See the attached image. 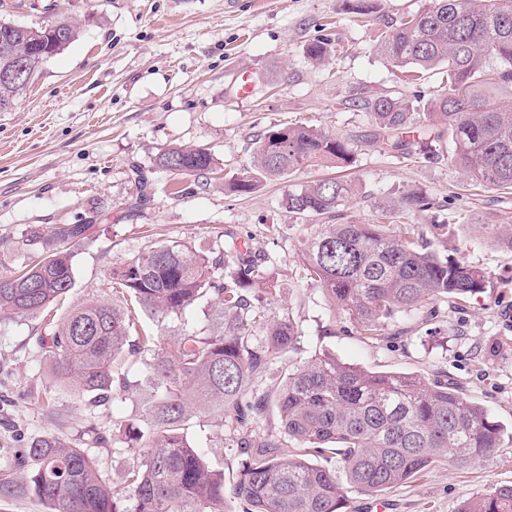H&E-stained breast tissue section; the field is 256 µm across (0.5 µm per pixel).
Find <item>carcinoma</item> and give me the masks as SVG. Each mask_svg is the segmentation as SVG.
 Returning a JSON list of instances; mask_svg holds the SVG:
<instances>
[{
  "mask_svg": "<svg viewBox=\"0 0 512 512\" xmlns=\"http://www.w3.org/2000/svg\"><path fill=\"white\" fill-rule=\"evenodd\" d=\"M80 33V22L64 18L38 26L0 19V47L8 49L0 72H20L0 76V112L12 111L43 64ZM331 50L321 37L307 44L305 56L319 64ZM379 52L407 72L446 67L448 92L431 100L422 125L448 130L454 162L476 183L512 189V0H431L399 22ZM417 99L361 98L377 125L373 148L401 153L398 134L410 129ZM283 130V141L277 130L260 136L232 189L250 193L266 179L351 159L345 138L302 123ZM212 165L202 146H172L157 158L159 168L186 176ZM352 194L346 180H320L288 194L287 207L331 217ZM431 207L427 195L408 191L393 210L414 215ZM87 228L57 227L59 248L21 274L0 270L1 317L43 313L73 290L67 244ZM302 256L306 278L370 335L433 299L462 301L486 282L482 270L413 236L392 235L383 224H322ZM112 289L115 301L68 311L35 343L90 403L140 394L138 412L112 417V441L129 449L133 463L125 486L114 490L87 449L55 436L29 442L23 453L35 464L30 487L51 512H224L228 497L242 512H350L351 492L377 494L442 460L471 464L503 446V425L455 385L370 371L329 353L289 369L275 394L264 391L275 360L297 350L300 339L290 317L265 313L264 302L283 292L269 260L245 259L238 249L211 259L169 241L113 270ZM132 303L156 319V330L142 328ZM202 303L211 316L188 318ZM128 354L141 356L144 366L133 384L119 372ZM272 408L274 426L262 435L249 430ZM201 417L233 432L242 448L228 488L210 449L188 438L190 422ZM287 442L302 453L281 454ZM459 512H512V485L465 502Z\"/></svg>",
  "mask_w": 512,
  "mask_h": 512,
  "instance_id": "cac0c4a2",
  "label": "carcinoma"
}]
</instances>
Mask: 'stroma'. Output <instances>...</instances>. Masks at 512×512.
<instances>
[{"instance_id": "stroma-1", "label": "stroma", "mask_w": 512, "mask_h": 512, "mask_svg": "<svg viewBox=\"0 0 512 512\" xmlns=\"http://www.w3.org/2000/svg\"><path fill=\"white\" fill-rule=\"evenodd\" d=\"M0 0V17L41 23L45 4L82 21L79 38L48 59L13 111L0 112V266L35 264L55 246L52 232L84 224L69 243L75 286L51 312L0 318V512H49L32 493L18 449L54 435L93 448L100 474L122 488L131 454L113 447L112 418L133 410L121 398L94 406L61 385L52 363L34 347L50 318L73 306L112 300V270L150 245L176 240L208 256L245 243L268 257L284 286L269 301L273 316H290L302 357L334 354L373 371L411 372L452 382L502 424L512 427V250L497 241L512 224V191L472 187L453 162L447 138L405 134L401 154L375 151V122L358 100L364 92L444 93V68L403 84L377 52L381 36L427 0ZM338 43L323 63L306 58L319 37ZM258 75L253 96L231 91L241 70ZM291 123L349 139L348 169L322 164L263 182L242 195L229 190L248 165L256 140ZM174 145L208 148L212 169L178 176L156 159ZM433 161H420L424 151ZM138 166L149 199L136 204L129 174ZM348 176L357 193L334 221L374 223L391 232L413 229L431 250L462 260L487 276L462 304L436 300L389 322L379 336L361 333L303 273V243L315 218L288 211L289 193L326 178ZM432 198V209L406 218L392 212L402 193ZM449 227L447 241L431 227ZM512 485V444L479 462H439L376 495L352 494L353 512H458L460 505Z\"/></svg>"}]
</instances>
